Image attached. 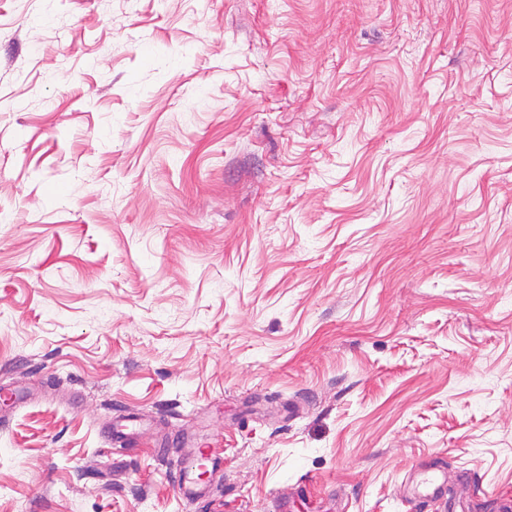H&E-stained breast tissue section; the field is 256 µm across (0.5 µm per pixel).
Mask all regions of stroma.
Returning <instances> with one entry per match:
<instances>
[{"label": "stroma", "mask_w": 512, "mask_h": 512, "mask_svg": "<svg viewBox=\"0 0 512 512\" xmlns=\"http://www.w3.org/2000/svg\"><path fill=\"white\" fill-rule=\"evenodd\" d=\"M0 387V512H504L512 0H0ZM178 473V491L180 495L189 500H197L203 498L209 487L204 483V479L200 474H196L191 466L179 467ZM443 485L444 481L436 474L425 477L422 481V492L419 496L420 500L412 498L410 505L415 508L426 509L432 502L443 498Z\"/></svg>", "instance_id": "stroma-1"}]
</instances>
